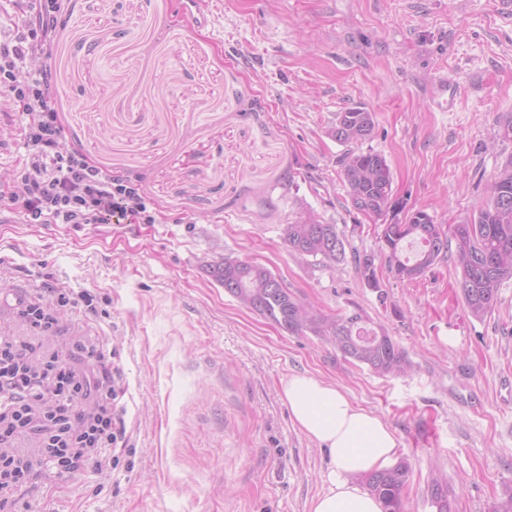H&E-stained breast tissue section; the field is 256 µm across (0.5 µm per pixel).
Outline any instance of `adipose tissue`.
<instances>
[{"mask_svg":"<svg viewBox=\"0 0 512 512\" xmlns=\"http://www.w3.org/2000/svg\"><path fill=\"white\" fill-rule=\"evenodd\" d=\"M282 394L300 430L326 448L332 462L329 486L311 512H382L357 477L393 464L399 442L389 425L355 406L335 384L307 374L289 376Z\"/></svg>","mask_w":512,"mask_h":512,"instance_id":"1","label":"adipose tissue"}]
</instances>
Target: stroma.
Returning a JSON list of instances; mask_svg holds the SVG:
<instances>
[{"mask_svg":"<svg viewBox=\"0 0 512 512\" xmlns=\"http://www.w3.org/2000/svg\"><path fill=\"white\" fill-rule=\"evenodd\" d=\"M66 0L52 93L77 149L137 183L152 224H28L0 213V292L51 299L50 347L89 340L105 355L125 428L82 469L20 493L30 512H310L329 486L325 449L282 398L288 376L336 384L396 432L412 464L406 512H431L432 468L453 512H489L512 486V281L474 318L452 258L403 280L377 261L388 298L352 260L294 256L285 224L313 215L378 253L384 225L422 210L448 225L490 200L512 141V16L496 0ZM453 89L441 99L442 83ZM374 114L361 151L385 157L392 203L354 210L329 135L340 112ZM22 117L0 95V183L20 181ZM268 268L318 314L360 312L411 370L383 377L312 333L241 306L211 275L224 259Z\"/></svg>","mask_w":512,"mask_h":512,"instance_id":"stroma-1","label":"stroma"}]
</instances>
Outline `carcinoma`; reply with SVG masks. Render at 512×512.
I'll return each instance as SVG.
<instances>
[{
	"label": "carcinoma",
	"mask_w": 512,
	"mask_h": 512,
	"mask_svg": "<svg viewBox=\"0 0 512 512\" xmlns=\"http://www.w3.org/2000/svg\"><path fill=\"white\" fill-rule=\"evenodd\" d=\"M373 128L374 113L356 106L339 113L329 135L341 144L356 145L366 140ZM341 165L352 207L366 214L382 215L392 198V175L386 159L371 151L350 150L342 157ZM491 190L489 203L446 228L434 223L422 210L416 211L406 224L383 225L380 253L388 270L400 279H413L452 251L469 312L476 318L492 313L501 286L512 280V157L502 165ZM283 239L290 252L326 265L344 261L349 246L336 225L314 218L285 225ZM408 240L419 245L412 259L402 257ZM211 274L244 307L291 334L308 331L329 340L357 366L379 376H400L411 369L406 352L386 332L377 335L365 330L357 334L345 314L329 319L311 314L305 303L280 286L281 280L263 266L242 261L230 270L220 263L212 267ZM410 477L411 466L402 459L364 475L361 481L382 503L383 512H403ZM427 500L433 512H452L447 475L438 472L431 478Z\"/></svg>",
	"instance_id": "carcinoma-1"
}]
</instances>
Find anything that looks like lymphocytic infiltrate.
<instances>
[{"mask_svg":"<svg viewBox=\"0 0 512 512\" xmlns=\"http://www.w3.org/2000/svg\"><path fill=\"white\" fill-rule=\"evenodd\" d=\"M63 0H31L16 44H0V92L12 97L23 118L25 153L19 184H0V210L16 209L28 224H99L109 216L134 224L156 218L150 199L131 181L98 167L79 151L64 152V128L45 63L62 23ZM41 65L27 68V61ZM82 303L89 293L56 291L53 303L25 300L18 313L32 335L52 331L53 306ZM111 381L70 368L61 351L32 358L26 345L0 336V512H17V493L40 470L63 476L116 443ZM34 435L37 451H19L17 439Z\"/></svg>","mask_w":512,"mask_h":512,"instance_id":"1","label":"lymphocytic infiltrate"}]
</instances>
